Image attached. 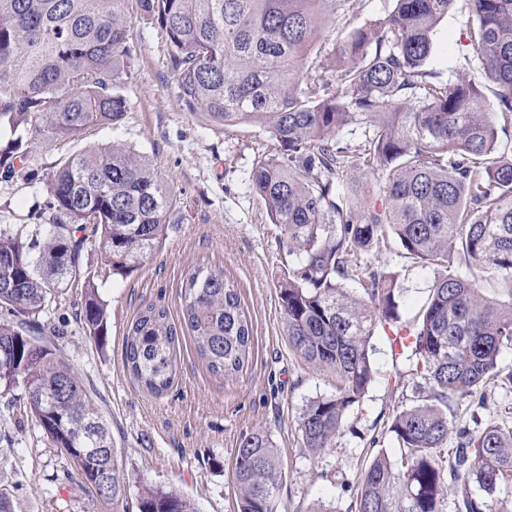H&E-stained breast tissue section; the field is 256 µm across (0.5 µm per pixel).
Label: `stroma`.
I'll return each instance as SVG.
<instances>
[{"label":"stroma","mask_w":512,"mask_h":512,"mask_svg":"<svg viewBox=\"0 0 512 512\" xmlns=\"http://www.w3.org/2000/svg\"><path fill=\"white\" fill-rule=\"evenodd\" d=\"M392 4L364 0L358 15L336 13L320 31L308 65L324 62L347 33L384 18ZM469 17L467 0H457L439 24L433 67L444 78L466 77L493 104L497 88L471 60ZM129 41L135 62L125 81L124 118L90 129L62 150L48 143L34 147L19 176L0 179V226L50 223L46 201L54 166L63 153L90 144L119 142L142 152L177 205L161 248L130 275L110 272L98 241L85 244L80 262L107 310L105 340L84 331L78 319L84 289L75 286L46 313L56 328L47 341L77 371L133 479L189 497L197 512H237L235 451L242 433L261 429L281 453L282 512H355L367 461L398 453L389 426L397 411L418 398L409 368L394 356L386 334L376 331L370 350L374 381L362 403L349 411L332 447L316 454L303 448L299 413L309 399L334 393L336 380L310 369L285 335L278 288L291 259L249 186L254 163L276 153L277 142L267 127H224L185 109L167 68L166 38L142 17L136 0L129 5ZM371 258L396 275L401 318L412 323L435 270L408 257L390 236L373 247ZM199 267L224 271L235 282L252 323L248 358L233 377L208 369L183 320L182 288ZM147 303L165 307L178 329L176 375L160 395L138 386L124 360L127 331ZM498 366L500 375L483 404H455L448 450L458 447L459 429L474 432L490 421L512 420V345L502 347ZM24 401L23 389L0 393V490L8 494L11 512H110L94 491L68 479L69 462L27 418Z\"/></svg>","instance_id":"35a3bbf8"}]
</instances>
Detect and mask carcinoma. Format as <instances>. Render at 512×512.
Instances as JSON below:
<instances>
[{"instance_id":"obj_1","label":"carcinoma","mask_w":512,"mask_h":512,"mask_svg":"<svg viewBox=\"0 0 512 512\" xmlns=\"http://www.w3.org/2000/svg\"><path fill=\"white\" fill-rule=\"evenodd\" d=\"M127 0H0V176L19 174L35 142L73 141L126 111L133 62ZM167 37V66L191 112L224 126L257 123L279 151L253 164L252 189L279 244L297 263L280 283L285 332L312 369L336 377V392L302 408L297 430L313 453L331 447L348 411L374 380L368 348L379 323L401 315L396 279L364 260L389 231L411 258L437 270L401 351L426 394L390 425L400 455H376L360 473L356 512H508L496 498L512 484V424L461 431L444 448L455 399L483 401L512 344V0H468L474 61L498 87L497 104L432 67L436 27L455 0H394L376 24L352 30L320 69L306 59L336 10L364 0H137ZM365 127L351 147L344 127ZM385 175L384 203L351 198L353 164ZM52 223L0 228V307L37 321L84 280L80 321L105 335L107 315L80 255L99 237L112 273L128 275L162 243L176 207L148 158L131 146H90L52 172ZM458 258L469 274L448 270ZM492 270L508 283L484 287ZM354 280L362 293L345 286ZM184 322L213 373L243 368L252 342L238 287L224 272L198 269L185 285ZM177 328L165 308L144 305L125 338L127 369L160 393L176 373ZM25 389L26 413L48 444L99 490L112 512H128L130 475L73 367L22 325L0 322V388ZM282 461L271 435H241L233 480L238 512H282ZM138 512H197L184 495L138 487Z\"/></svg>"}]
</instances>
